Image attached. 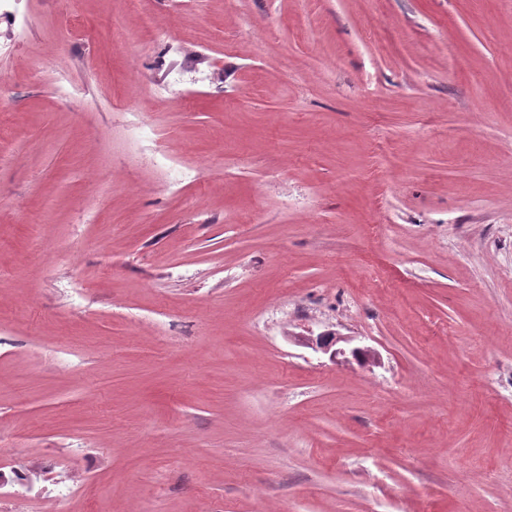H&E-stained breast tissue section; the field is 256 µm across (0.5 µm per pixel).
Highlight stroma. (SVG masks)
<instances>
[{
    "mask_svg": "<svg viewBox=\"0 0 512 512\" xmlns=\"http://www.w3.org/2000/svg\"><path fill=\"white\" fill-rule=\"evenodd\" d=\"M16 18L0 502L512 512V0H19ZM134 102L181 185L132 146ZM326 331L379 364L297 342Z\"/></svg>",
    "mask_w": 512,
    "mask_h": 512,
    "instance_id": "1",
    "label": "stroma"
}]
</instances>
